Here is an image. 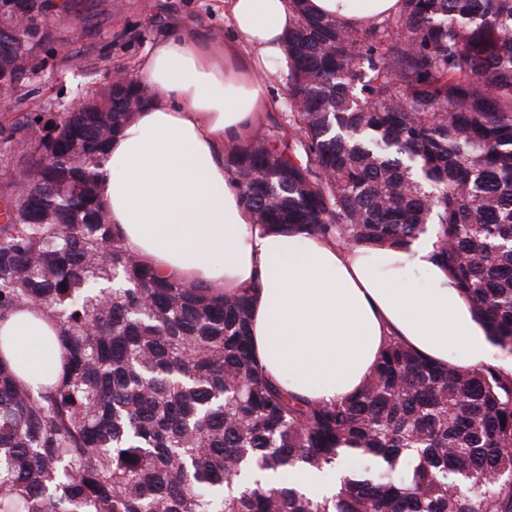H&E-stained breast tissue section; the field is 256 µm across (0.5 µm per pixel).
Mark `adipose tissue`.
<instances>
[{
	"label": "adipose tissue",
	"mask_w": 512,
	"mask_h": 512,
	"mask_svg": "<svg viewBox=\"0 0 512 512\" xmlns=\"http://www.w3.org/2000/svg\"><path fill=\"white\" fill-rule=\"evenodd\" d=\"M229 37L214 48L188 21L140 63L149 105L110 142L98 194L128 250L159 275L250 291L249 333L263 373L298 400L333 404L356 393L380 350L398 338L435 363L474 366L495 347L472 303L434 257L409 249L342 248L315 235L267 230L241 204L225 152L270 105L287 71L289 0H226ZM321 15L363 25L399 0H308ZM46 321L19 312L0 324V353L39 381L51 348Z\"/></svg>",
	"instance_id": "ef3b65f1"
}]
</instances>
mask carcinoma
Returning a JSON list of instances; mask_svg holds the SVG:
<instances>
[{
    "instance_id": "cac0c4a2",
    "label": "carcinoma",
    "mask_w": 512,
    "mask_h": 512,
    "mask_svg": "<svg viewBox=\"0 0 512 512\" xmlns=\"http://www.w3.org/2000/svg\"><path fill=\"white\" fill-rule=\"evenodd\" d=\"M292 0L291 137L224 158L255 223L340 247L435 258L512 354V0H400L365 26ZM53 0L17 17L40 73ZM149 87L114 70L70 112L0 119V322L39 308L57 333L33 387L0 357V512H512V372L441 367L391 339L355 394L299 401L250 356V295L163 278L98 196L107 148ZM96 112H76L81 102ZM368 466L316 497L285 476ZM129 458H123V455Z\"/></svg>"
}]
</instances>
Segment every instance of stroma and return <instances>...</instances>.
Returning <instances> with one entry per match:
<instances>
[{"label": "stroma", "instance_id": "obj_1", "mask_svg": "<svg viewBox=\"0 0 512 512\" xmlns=\"http://www.w3.org/2000/svg\"><path fill=\"white\" fill-rule=\"evenodd\" d=\"M178 16L223 44L228 33L225 0H58L52 24L70 58L45 72L43 89L28 102V110H61L73 87L99 91L115 67L138 71L154 44L171 35Z\"/></svg>", "mask_w": 512, "mask_h": 512}]
</instances>
